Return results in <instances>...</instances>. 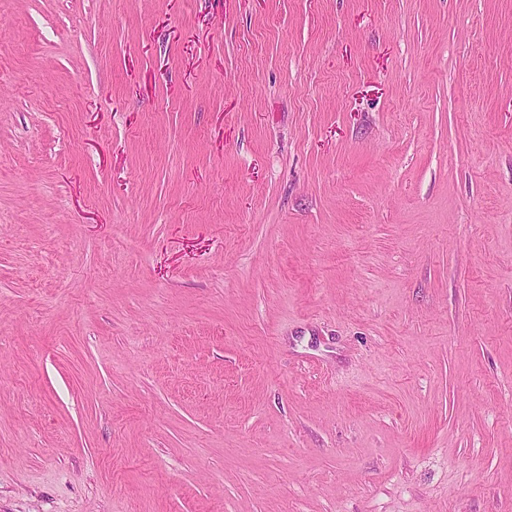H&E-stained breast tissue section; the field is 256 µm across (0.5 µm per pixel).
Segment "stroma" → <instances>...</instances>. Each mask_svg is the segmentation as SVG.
Instances as JSON below:
<instances>
[{
    "label": "stroma",
    "instance_id": "35a3bbf8",
    "mask_svg": "<svg viewBox=\"0 0 512 512\" xmlns=\"http://www.w3.org/2000/svg\"><path fill=\"white\" fill-rule=\"evenodd\" d=\"M0 512H512V0H0Z\"/></svg>",
    "mask_w": 512,
    "mask_h": 512
}]
</instances>
